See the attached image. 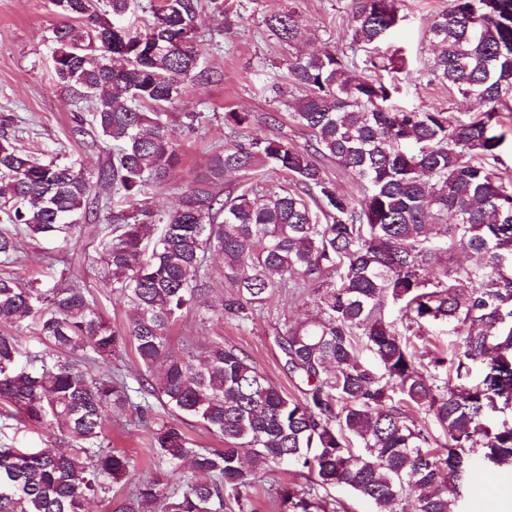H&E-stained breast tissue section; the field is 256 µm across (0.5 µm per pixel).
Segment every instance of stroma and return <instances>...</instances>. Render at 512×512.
<instances>
[{
  "label": "stroma",
  "instance_id": "obj_1",
  "mask_svg": "<svg viewBox=\"0 0 512 512\" xmlns=\"http://www.w3.org/2000/svg\"><path fill=\"white\" fill-rule=\"evenodd\" d=\"M281 6L282 0H201L196 44L202 75L167 107L181 160L166 182L149 187L145 199L155 210L164 212L177 205L182 189L216 147L260 137L306 146L309 133L288 119V103L296 94L285 64L288 51L265 23ZM447 6L448 0L399 2L402 22L391 42L413 75L401 85L398 107L425 105L447 112L484 109L483 104L462 99L447 86L429 81L422 71L430 55L427 24ZM300 13L301 50L311 53L327 48L363 64L366 54L352 41L350 0H301ZM62 22L52 0H0V121H10L18 147L37 156L60 155L93 176L105 162L107 149L94 139L90 103L71 96L56 78L53 32ZM187 112L199 113L195 126L185 123ZM228 112L249 113L246 128L234 130L225 125ZM99 232V223L92 221L80 225L75 240L67 246L57 240H25L23 252L6 270L23 281L38 278L48 287L89 291L112 325L125 327L130 318L128 303L105 288L100 278ZM203 289L201 305L183 313L172 325L173 346L189 340L201 349L213 341L224 342L248 356L284 394L298 395L276 338L278 332L312 312V293L286 288L254 307L247 318L215 317L212 308L221 306L230 293L221 261L215 256L209 259ZM134 418L129 409L113 413L112 445L134 455L141 471H156L159 464L150 446V431L134 425ZM248 479L252 512H278L277 491L287 484L288 474L258 469L249 471ZM503 483V478L472 466L455 502L466 512H512V491L503 490Z\"/></svg>",
  "mask_w": 512,
  "mask_h": 512
}]
</instances>
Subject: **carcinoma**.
Returning a JSON list of instances; mask_svg holds the SVG:
<instances>
[{"mask_svg": "<svg viewBox=\"0 0 512 512\" xmlns=\"http://www.w3.org/2000/svg\"><path fill=\"white\" fill-rule=\"evenodd\" d=\"M63 2L54 71L91 102L112 153L92 180L74 162L1 137L0 224L67 242L103 210L105 283L133 316L118 329L81 289L0 276V416L55 428L64 444L0 447V512H89L126 484L119 512H224L231 500L241 509L244 451L257 468H292L281 512H340L316 492L328 486L375 512H454L448 492L472 463L512 466V183L496 169L512 0H448L428 24L430 81L488 106L476 113L393 107L399 86L379 72L409 73L385 48L398 0H351L353 40L369 52L361 69L334 50L300 51L297 0H287L266 25L288 46L301 91L290 116L310 144L253 138L218 148L164 214L143 196L180 161L165 108L201 76L200 0H157L135 36L124 24L129 0H106L102 13L99 0ZM319 157L350 173L361 197L337 193ZM278 172L302 190L250 182ZM230 173L245 178L235 195L223 192ZM105 186L113 198L99 206L92 195ZM457 244L476 263L429 277ZM19 252L17 235L0 232V262ZM211 253L236 289L213 309L219 316L240 317L284 288L311 289L315 314L280 341L301 397L222 342L201 358L188 341L173 347L169 330L199 303ZM28 323L45 344L33 355L12 334ZM440 327L462 343L433 344ZM128 346L142 369L134 384L112 371ZM150 395L174 419L152 429L166 469L142 475L106 428L116 408L145 422ZM186 419L224 447H196Z\"/></svg>", "mask_w": 512, "mask_h": 512, "instance_id": "cac0c4a2", "label": "carcinoma"}]
</instances>
